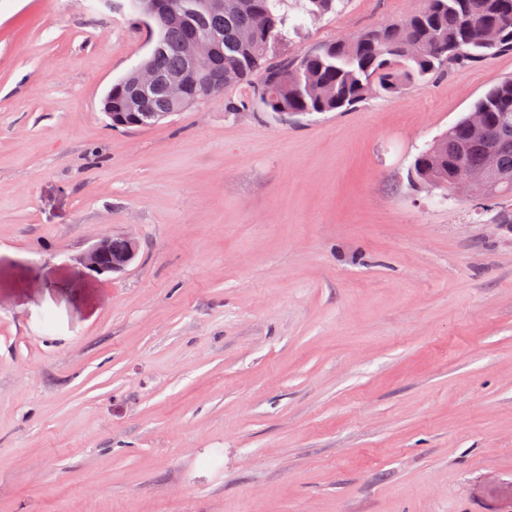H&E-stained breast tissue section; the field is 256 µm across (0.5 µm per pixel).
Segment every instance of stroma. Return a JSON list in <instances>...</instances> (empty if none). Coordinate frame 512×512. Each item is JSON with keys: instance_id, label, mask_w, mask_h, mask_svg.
Segmentation results:
<instances>
[{"instance_id": "obj_1", "label": "stroma", "mask_w": 512, "mask_h": 512, "mask_svg": "<svg viewBox=\"0 0 512 512\" xmlns=\"http://www.w3.org/2000/svg\"><path fill=\"white\" fill-rule=\"evenodd\" d=\"M425 0H347L285 54ZM128 0H0V512H512V197L413 185L512 53L130 130ZM139 245L123 272L81 255ZM126 243V250L122 254L113 252V243L115 249L120 251L123 249L121 239H115L112 235L101 237L94 243L85 253L83 257L86 267L98 274L123 272L135 260L138 254V243L130 237L121 236Z\"/></svg>"}]
</instances>
